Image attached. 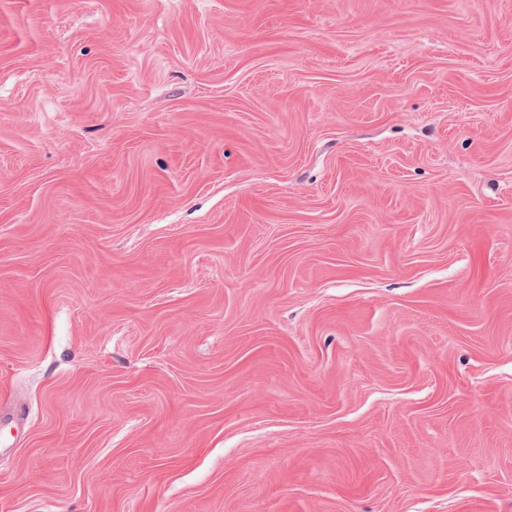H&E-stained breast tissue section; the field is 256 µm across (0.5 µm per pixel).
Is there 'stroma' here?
Segmentation results:
<instances>
[{
	"label": "stroma",
	"mask_w": 512,
	"mask_h": 512,
	"mask_svg": "<svg viewBox=\"0 0 512 512\" xmlns=\"http://www.w3.org/2000/svg\"><path fill=\"white\" fill-rule=\"evenodd\" d=\"M0 512H512V0H0Z\"/></svg>",
	"instance_id": "1"
}]
</instances>
